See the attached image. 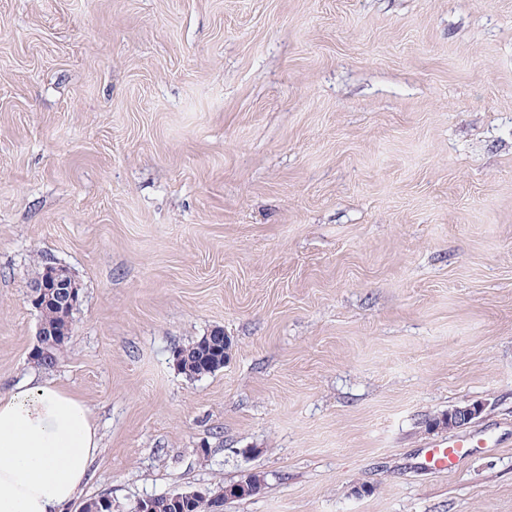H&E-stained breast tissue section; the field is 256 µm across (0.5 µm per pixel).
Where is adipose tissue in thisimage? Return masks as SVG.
<instances>
[{
    "instance_id": "1",
    "label": "adipose tissue",
    "mask_w": 512,
    "mask_h": 512,
    "mask_svg": "<svg viewBox=\"0 0 512 512\" xmlns=\"http://www.w3.org/2000/svg\"><path fill=\"white\" fill-rule=\"evenodd\" d=\"M101 448L90 408L54 382L0 392V512H69Z\"/></svg>"
}]
</instances>
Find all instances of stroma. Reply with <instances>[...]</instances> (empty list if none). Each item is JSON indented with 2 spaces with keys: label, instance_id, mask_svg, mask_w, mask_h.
I'll use <instances>...</instances> for the list:
<instances>
[{
  "label": "stroma",
  "instance_id": "obj_1",
  "mask_svg": "<svg viewBox=\"0 0 512 512\" xmlns=\"http://www.w3.org/2000/svg\"><path fill=\"white\" fill-rule=\"evenodd\" d=\"M32 374L99 427L86 500L512 512V0H0V390ZM45 264L39 266L37 274L40 275L43 271L44 273L31 283L28 298L34 307H38V310H42L48 303L55 305L59 309L61 322L54 327L40 323L39 342L32 349L31 356L48 355L50 352L51 356L41 358L34 356L30 358V361L42 368L51 367L57 363L59 354L69 338L68 336V338L57 341V344L51 348L55 344V339L47 336H59V334H66L68 330L72 329L71 314L79 302V288L68 270L54 263ZM213 333L218 337L224 338V346L220 345L218 346L219 348L214 347L212 344L206 347L203 346L208 344V340L212 337ZM202 337L180 349V354L182 355L180 370L186 375L195 377L211 374L223 368V358L224 363L227 361L231 345L228 337L223 336L222 330H213L205 337L207 341L203 345L200 342ZM479 412V406L456 407L448 410V414L441 417L439 424L443 427H448V429L459 428L469 424ZM474 442L449 441L445 447L441 444L431 448L426 453V459L428 456L429 463L440 470L454 472L471 455L470 448H473Z\"/></svg>",
  "mask_w": 512,
  "mask_h": 512
}]
</instances>
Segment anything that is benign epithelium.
Listing matches in <instances>:
<instances>
[{"instance_id":"7a95c632","label":"benign epithelium","mask_w":512,"mask_h":512,"mask_svg":"<svg viewBox=\"0 0 512 512\" xmlns=\"http://www.w3.org/2000/svg\"><path fill=\"white\" fill-rule=\"evenodd\" d=\"M29 301L35 307L48 303L59 309L61 322L51 327L40 324L39 342L31 351L33 355H48L55 344V336L65 334L72 329L71 314L79 302V288L68 270L60 265L48 263L43 275L30 285ZM480 412L478 406L456 407L439 420V424L450 429L469 424Z\"/></svg>"}]
</instances>
